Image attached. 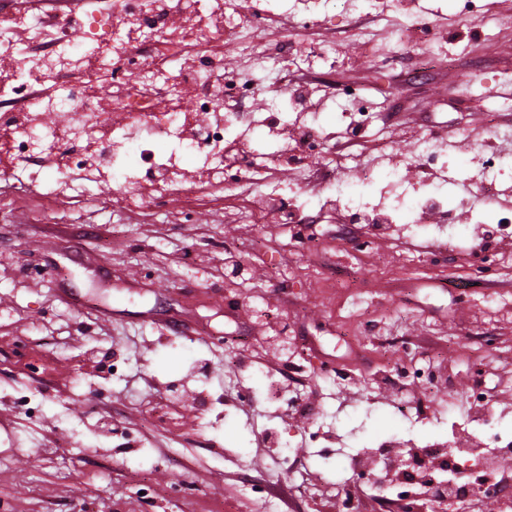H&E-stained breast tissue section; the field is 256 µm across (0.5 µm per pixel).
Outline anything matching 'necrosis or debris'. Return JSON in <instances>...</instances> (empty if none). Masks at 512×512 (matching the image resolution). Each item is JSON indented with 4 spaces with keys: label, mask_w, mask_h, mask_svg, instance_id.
<instances>
[{
    "label": "necrosis or debris",
    "mask_w": 512,
    "mask_h": 512,
    "mask_svg": "<svg viewBox=\"0 0 512 512\" xmlns=\"http://www.w3.org/2000/svg\"><path fill=\"white\" fill-rule=\"evenodd\" d=\"M242 13L237 0H112L110 22L95 14L74 18L71 31L0 0V186L13 187L23 165L54 158L63 177L60 197L82 198L91 182L108 181L116 211L158 212L169 201L217 199L230 190L245 224L303 223L310 215L340 207L361 222L403 224L420 236L466 242L464 224L429 220L436 208L456 199L460 175L480 165L484 184L494 182L502 158L481 155L449 162L433 135L414 147L418 165L440 168L435 179L408 181L396 165H364L358 179L344 177L354 159L324 149L336 125H350L351 92L314 96L312 88L288 97V75L332 65L336 46L312 43L298 49L272 45L267 30L282 19L306 28L327 14L334 0H264ZM246 59L242 72L228 71L224 57ZM70 79L66 91L40 93L47 78ZM273 94L261 111L245 112V100L259 83ZM109 83L121 89L110 108L95 90ZM69 115L63 126L47 125L44 113ZM216 113L214 123L197 127L198 114ZM319 176L307 190L288 185L281 158ZM402 418L368 440L371 448H393L419 431L420 447L447 449L446 465L433 485L436 512H447L449 464L477 466V450L512 454V426L492 414L480 417V449L448 442L439 417L424 409H403Z\"/></svg>",
    "instance_id": "4bbe7bcc"
}]
</instances>
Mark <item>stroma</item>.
Segmentation results:
<instances>
[{
  "instance_id": "1",
  "label": "stroma",
  "mask_w": 512,
  "mask_h": 512,
  "mask_svg": "<svg viewBox=\"0 0 512 512\" xmlns=\"http://www.w3.org/2000/svg\"><path fill=\"white\" fill-rule=\"evenodd\" d=\"M486 2L480 30L461 0H387L377 13L330 11L306 31V40L335 43L339 59L293 81L353 85L389 127L386 144L372 125L327 149L391 161L409 175L412 147L427 133L462 155L481 143L512 157L504 138L512 131V0ZM409 14L435 25V43L391 42ZM59 187L52 172L0 203V457L8 459L0 501L11 512H260L239 498L242 480L284 485L298 463L314 482L339 484L335 458L301 448L283 460L263 441L264 427L284 433L309 419L224 400L254 366L281 367L301 334L347 374L340 391L317 378L305 390L316 410L331 403L339 417L323 446L348 448L394 422L403 402H429L454 433L476 389L492 391V412L512 423V239L491 241L496 284L470 279L485 227L473 224L465 201L451 218L473 224L468 244L430 240V261L407 245L403 225L354 224L341 210L313 225L324 244L317 251L297 225L243 224L229 206L203 208L189 224L179 203L155 218L116 212L97 188L46 208L44 195ZM361 234L373 239L365 253L354 248ZM229 256L248 276L229 273ZM391 336L410 342L436 387L394 378L402 359L380 349ZM19 338L45 375L14 357ZM99 356L121 363L122 376L108 377ZM20 395L42 415L18 407ZM107 412L109 432L98 422ZM140 467L151 471L146 496L132 475ZM183 481L192 494L172 492Z\"/></svg>"
}]
</instances>
